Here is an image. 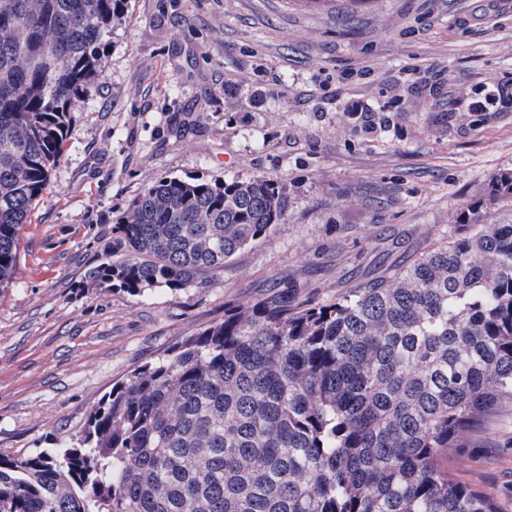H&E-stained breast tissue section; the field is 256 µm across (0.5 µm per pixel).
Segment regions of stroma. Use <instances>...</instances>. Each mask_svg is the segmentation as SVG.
<instances>
[{
  "label": "stroma",
  "mask_w": 512,
  "mask_h": 512,
  "mask_svg": "<svg viewBox=\"0 0 512 512\" xmlns=\"http://www.w3.org/2000/svg\"><path fill=\"white\" fill-rule=\"evenodd\" d=\"M509 169L512 0H128L0 288V453L72 438L115 382L227 307L336 302L470 206L512 222L487 195ZM256 175L286 184L285 218L202 286L87 287L147 186ZM468 442L451 473L512 512V408Z\"/></svg>",
  "instance_id": "stroma-1"
}]
</instances>
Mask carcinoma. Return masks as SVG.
Returning <instances> with one entry per match:
<instances>
[{
	"instance_id": "1",
	"label": "carcinoma",
	"mask_w": 512,
	"mask_h": 512,
	"mask_svg": "<svg viewBox=\"0 0 512 512\" xmlns=\"http://www.w3.org/2000/svg\"><path fill=\"white\" fill-rule=\"evenodd\" d=\"M127 0H0V288ZM488 194L512 203V171ZM267 176L163 177L85 274L198 287L281 223ZM512 405V223L471 210L336 302L273 294L134 369L51 448L0 455V512H499L448 454Z\"/></svg>"
}]
</instances>
